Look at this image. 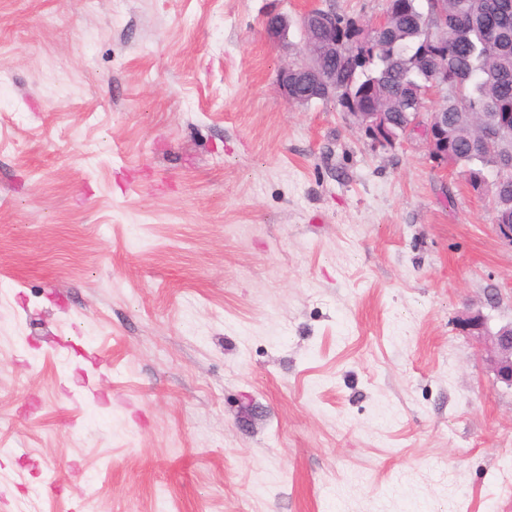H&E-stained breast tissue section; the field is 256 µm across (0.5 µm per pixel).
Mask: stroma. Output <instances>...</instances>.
Returning a JSON list of instances; mask_svg holds the SVG:
<instances>
[{
    "instance_id": "obj_1",
    "label": "stroma",
    "mask_w": 512,
    "mask_h": 512,
    "mask_svg": "<svg viewBox=\"0 0 512 512\" xmlns=\"http://www.w3.org/2000/svg\"><path fill=\"white\" fill-rule=\"evenodd\" d=\"M313 7L0 0V512H512V244L283 99ZM463 330L487 334L491 339L490 364L497 377L512 387V323L492 332L488 319L481 313H465L459 320Z\"/></svg>"
}]
</instances>
